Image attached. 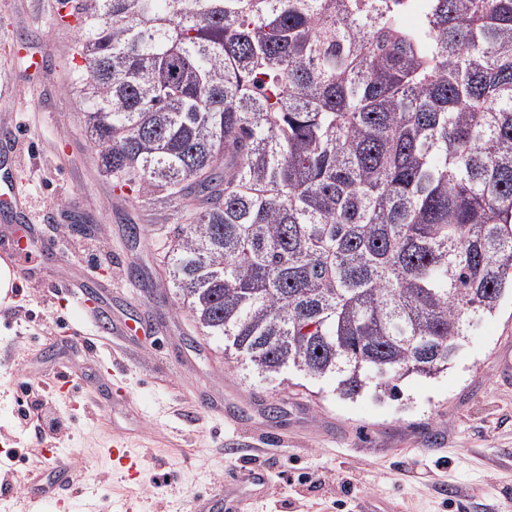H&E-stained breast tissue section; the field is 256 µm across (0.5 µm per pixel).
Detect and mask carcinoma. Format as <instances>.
<instances>
[{
  "label": "carcinoma",
  "instance_id": "obj_1",
  "mask_svg": "<svg viewBox=\"0 0 512 512\" xmlns=\"http://www.w3.org/2000/svg\"><path fill=\"white\" fill-rule=\"evenodd\" d=\"M81 9L97 167L191 209L162 271L225 361L394 394L512 292V0Z\"/></svg>",
  "mask_w": 512,
  "mask_h": 512
}]
</instances>
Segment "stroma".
<instances>
[{"instance_id":"35a3bbf8","label":"stroma","mask_w":512,"mask_h":512,"mask_svg":"<svg viewBox=\"0 0 512 512\" xmlns=\"http://www.w3.org/2000/svg\"><path fill=\"white\" fill-rule=\"evenodd\" d=\"M59 0H0V172L24 192L36 258L75 265L42 277L16 263L0 305V512L25 500V475L59 451L80 497L30 512H188L240 472L259 468L268 493L251 512H512V387L493 369L512 347V300L478 324L447 372L412 376L397 396L357 399L330 379L245 378L173 307L160 261L184 210L114 188L94 161L71 89L76 31ZM43 55L26 73L24 53ZM95 232L73 231L75 217ZM42 389L25 395L21 386ZM124 439L143 458L138 483L105 450Z\"/></svg>"}]
</instances>
